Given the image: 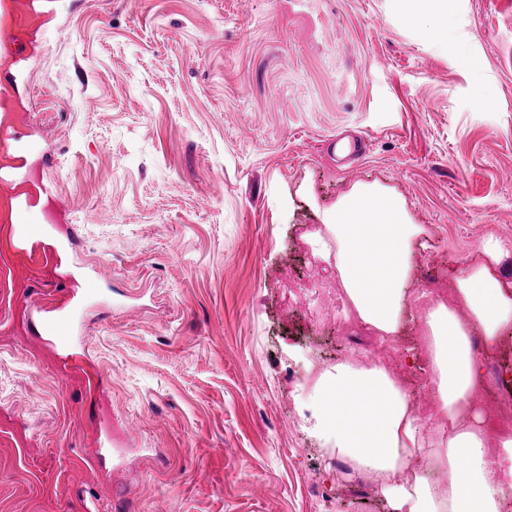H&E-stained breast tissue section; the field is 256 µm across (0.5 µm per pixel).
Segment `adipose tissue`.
<instances>
[{
	"mask_svg": "<svg viewBox=\"0 0 512 512\" xmlns=\"http://www.w3.org/2000/svg\"><path fill=\"white\" fill-rule=\"evenodd\" d=\"M330 240L311 237L316 255L333 263L347 304L381 336L397 334L413 298L414 245L422 233L396 198L370 189L345 196L327 217ZM485 263L468 266L450 296L428 299L427 361L436 393L431 424L411 407L401 381L384 366L336 365L321 373L308 394L311 431L326 447L380 479L377 492L389 512H504L512 496V429L491 433L472 408L484 359L470 337L496 348L512 331V294L490 271L495 241L483 243ZM418 460L436 461L444 478L394 473Z\"/></svg>",
	"mask_w": 512,
	"mask_h": 512,
	"instance_id": "adipose-tissue-1",
	"label": "adipose tissue"
}]
</instances>
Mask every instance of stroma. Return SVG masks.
I'll return each mask as SVG.
<instances>
[{
  "label": "stroma",
  "instance_id": "obj_1",
  "mask_svg": "<svg viewBox=\"0 0 512 512\" xmlns=\"http://www.w3.org/2000/svg\"><path fill=\"white\" fill-rule=\"evenodd\" d=\"M0 143L28 224L0 222V512H385L309 434L303 385L381 360L429 417L425 300L387 349L307 242L357 188L421 225L413 290L483 259L512 292V0H27ZM370 142L356 169L335 139ZM100 270L109 291L65 303ZM65 306L67 352L29 334ZM136 307L128 315L126 307ZM122 465L93 460L103 432Z\"/></svg>",
  "mask_w": 512,
  "mask_h": 512
}]
</instances>
